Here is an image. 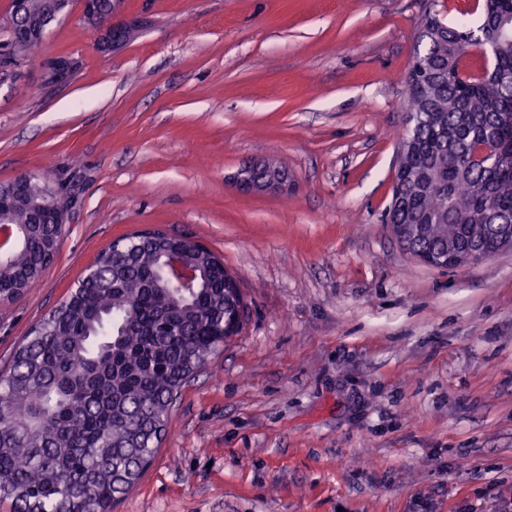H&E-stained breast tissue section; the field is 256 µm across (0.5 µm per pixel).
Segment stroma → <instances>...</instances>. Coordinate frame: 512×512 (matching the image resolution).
Segmentation results:
<instances>
[{
  "instance_id": "obj_1",
  "label": "stroma",
  "mask_w": 512,
  "mask_h": 512,
  "mask_svg": "<svg viewBox=\"0 0 512 512\" xmlns=\"http://www.w3.org/2000/svg\"><path fill=\"white\" fill-rule=\"evenodd\" d=\"M430 1L125 0L142 25L111 54L76 6L0 67V183L75 196L38 286L0 303V370L137 230L202 242L247 305L114 512L512 504V249L436 268L383 222ZM60 56L80 67L47 85ZM255 163L284 187L241 192Z\"/></svg>"
}]
</instances>
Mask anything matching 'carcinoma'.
<instances>
[{"label":"carcinoma","mask_w":512,"mask_h":512,"mask_svg":"<svg viewBox=\"0 0 512 512\" xmlns=\"http://www.w3.org/2000/svg\"><path fill=\"white\" fill-rule=\"evenodd\" d=\"M26 17L54 0H26ZM501 36L489 76L466 75L485 29ZM406 75L409 132L399 135L385 223L414 256L512 247V0H483L477 22L453 25L430 8ZM494 152L478 162L481 148ZM47 211L4 204L19 226L0 254V298L22 296L54 261L71 208L65 190L32 179ZM121 252L102 251L36 325L0 375V502L14 512H112L140 479L165 435L182 387L223 343L241 292L224 264L183 239L133 232ZM180 250L200 269L193 288L172 282L165 254Z\"/></svg>","instance_id":"1"}]
</instances>
